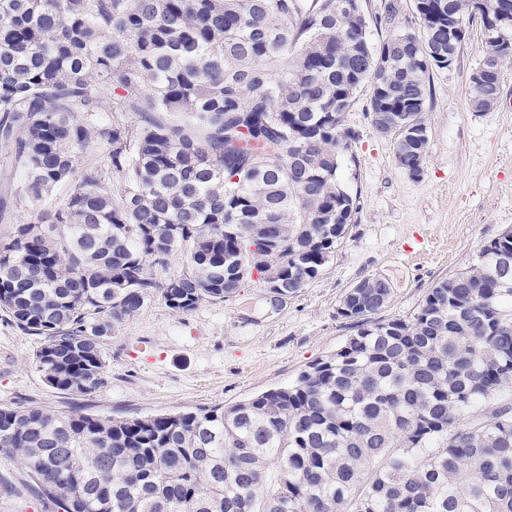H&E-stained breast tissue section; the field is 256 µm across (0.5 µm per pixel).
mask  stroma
I'll use <instances>...</instances> for the list:
<instances>
[{"label":"stroma","instance_id":"35a3bbf8","mask_svg":"<svg viewBox=\"0 0 512 512\" xmlns=\"http://www.w3.org/2000/svg\"><path fill=\"white\" fill-rule=\"evenodd\" d=\"M466 27L455 62L430 77L420 177L397 165L391 138L372 126L370 88L344 114L356 140L338 178L360 208L316 280L279 306L255 279L223 302L184 314L152 301L103 338L107 381L90 394L48 386L33 364L40 338L0 316V407L130 418L229 406L286 386L353 334L338 307L365 278L392 287L382 318H410L428 288L512 228V61L503 67L496 106L474 111L468 84L485 39L480 20ZM0 512H53L31 491L21 464L3 455Z\"/></svg>","mask_w":512,"mask_h":512}]
</instances>
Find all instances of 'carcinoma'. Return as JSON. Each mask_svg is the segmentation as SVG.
<instances>
[{
  "mask_svg": "<svg viewBox=\"0 0 512 512\" xmlns=\"http://www.w3.org/2000/svg\"><path fill=\"white\" fill-rule=\"evenodd\" d=\"M354 0H0V313L42 339L65 393L106 383L102 338L161 298L176 313L273 272L299 293L359 203L337 182L367 111L420 176L430 75L455 19L512 0H415L421 32ZM497 68L512 28L486 42ZM470 76L485 112L500 82ZM98 161L86 163L83 158ZM68 187L63 200L53 192ZM512 232L408 319L366 278L356 331L296 381L229 407L119 418L0 408V455L58 512H512ZM180 269L159 281L153 268Z\"/></svg>",
  "mask_w": 512,
  "mask_h": 512,
  "instance_id": "1",
  "label": "carcinoma"
}]
</instances>
